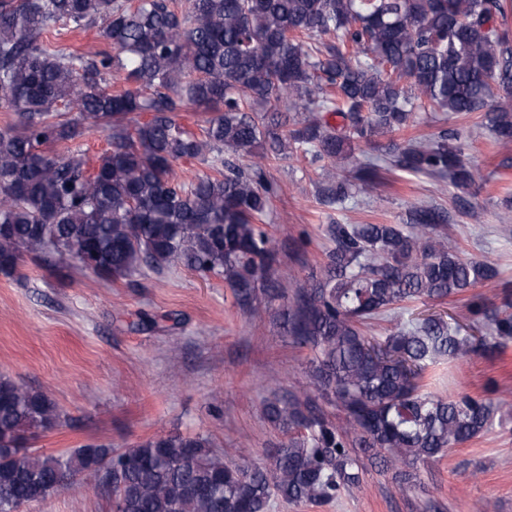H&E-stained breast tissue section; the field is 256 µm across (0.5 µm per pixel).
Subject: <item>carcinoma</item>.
Masks as SVG:
<instances>
[{"instance_id":"obj_1","label":"carcinoma","mask_w":512,"mask_h":512,"mask_svg":"<svg viewBox=\"0 0 512 512\" xmlns=\"http://www.w3.org/2000/svg\"><path fill=\"white\" fill-rule=\"evenodd\" d=\"M512 0H0V270L27 256L63 269L73 256L99 277L182 265L218 276L236 305L263 309L309 349L304 396L263 403L287 440L265 465H229L202 435H156L117 452L26 448L66 423L46 394L0 375V512L43 501L62 478L84 484L93 461L112 463L117 512H270L275 498L325 504L361 486L368 469L403 490L417 463L439 458L493 426L492 402L424 391L427 370L512 339V299L470 303L490 335L461 334L430 315L394 319L383 340L373 321L418 300H443L499 278L489 260L465 259L422 206L407 224H328L333 243L307 286L277 276L262 228L273 185L266 164L298 152L344 162L356 146L401 131L418 108L477 114L512 140V101L493 107V85L512 88V36L497 25ZM62 23L99 26L109 51L84 53L42 39ZM123 73L109 88L106 76ZM410 80L400 85L401 78ZM200 117L199 131L178 113ZM106 133L91 157L85 132ZM252 159L245 170L238 160ZM211 172L184 184L173 165ZM385 165L358 160L369 188L383 169L475 173L456 132L385 146ZM345 180L319 191L351 196Z\"/></svg>"}]
</instances>
